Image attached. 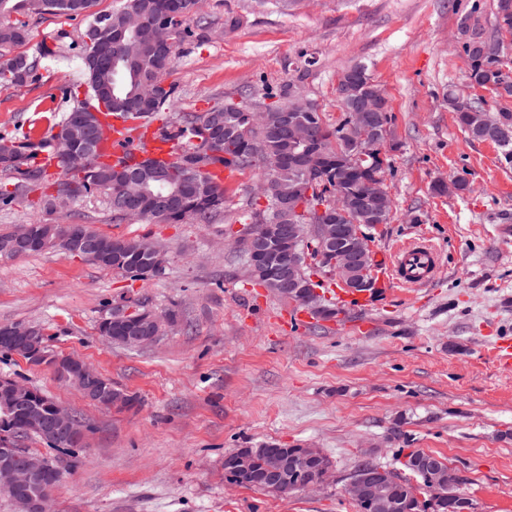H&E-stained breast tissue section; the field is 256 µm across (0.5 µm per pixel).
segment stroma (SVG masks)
<instances>
[{
    "mask_svg": "<svg viewBox=\"0 0 512 512\" xmlns=\"http://www.w3.org/2000/svg\"><path fill=\"white\" fill-rule=\"evenodd\" d=\"M493 0H203L201 20L175 50L173 112H201L242 93L294 85L329 122L341 112L338 78L364 64L384 89L397 151L385 178L394 200L370 228L379 277L385 256L424 238L440 267L417 288L390 287L374 305L320 322L250 284L234 224L116 221L104 196L37 208L38 193L0 202V232L41 221L87 224L164 247V274L137 278L60 251L0 260V323L41 326L51 349L84 360L132 408L86 400L49 367L0 354V375L40 388L90 427L50 512H357L344 492L361 458L392 466L421 449L447 459L475 512H512V368L495 358L512 341V161L472 141L448 93L495 104L470 86L462 17L494 32ZM85 16L29 17L6 55L38 59L21 86L0 85V134L46 132L86 98L80 70ZM51 49L42 57L43 49ZM464 176L459 195L433 191ZM139 299L176 312L155 345L109 344L96 324ZM312 446L333 463L313 491L276 495L236 487L224 458L238 448Z\"/></svg>",
    "mask_w": 512,
    "mask_h": 512,
    "instance_id": "stroma-1",
    "label": "stroma"
}]
</instances>
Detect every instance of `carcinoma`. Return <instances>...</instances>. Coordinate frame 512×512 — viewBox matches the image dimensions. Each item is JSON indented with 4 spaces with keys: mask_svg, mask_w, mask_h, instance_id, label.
Instances as JSON below:
<instances>
[{
    "mask_svg": "<svg viewBox=\"0 0 512 512\" xmlns=\"http://www.w3.org/2000/svg\"><path fill=\"white\" fill-rule=\"evenodd\" d=\"M73 0H0V17L17 13L41 15L47 12L73 15L70 6ZM184 9L179 18L172 21L177 29L175 44L168 51L167 62H156L155 37L145 30L141 33L126 34L131 15H155L166 9L168 0H124L123 5L109 13H88L87 31L99 27L101 37L106 42L107 52L112 55V65H93L81 55L89 98L97 94L112 93L105 102L104 109L90 112V103L84 101L77 108L88 111V117L96 130L93 147V161L83 178L69 176L63 162L57 160L52 140L53 131L63 130L71 113H66L50 128L46 135L29 132L21 138L0 135V144H16L21 148L13 161L0 157V171L9 179L13 190L0 185V200L8 202L18 195L31 190V186L41 182L46 189L61 191L71 183L77 184L72 198L80 199L93 193H102L112 209L116 220L124 219L123 188L134 185L149 196L164 199L184 193L187 186L184 180L194 176L203 192L213 200V204L187 210L174 217L163 211L147 215L146 221L162 224H182L187 220L208 222L230 211V187L217 179L214 170L222 168L234 176L247 171L266 169V158L278 154L288 157V153H301L305 157L300 167L281 166L268 173L269 190L267 201L262 204L253 198L243 208L235 211L233 219L247 225L251 233H259L266 227L288 223V216L280 215L278 203L281 197L294 188L312 189L305 212L297 217V222L309 229L317 219L316 207L324 203L336 208L341 202L342 209L352 212V206L363 198L368 183L378 173L385 172L384 158H368L361 163L347 165L352 157L368 153L369 147L357 140L348 128L345 117L336 124H328L323 115L310 113L312 128L309 144L292 142L285 136L274 135L281 113L294 107L295 91H281L277 100L243 97L239 101L216 102L203 112H186L159 117L168 109L174 99L175 88L168 85L166 96L151 111L142 112L137 107L140 92L146 86L162 84L175 62V48L181 43L189 29V22L197 14L201 0H183ZM505 0H494L493 15L497 31L512 34V7L502 8ZM463 36L462 48L467 57L466 80L472 85L485 88L489 84L512 88V74H504L501 52L504 44L494 42L485 29L470 16L460 23ZM26 23L0 22V48L22 43L26 40ZM37 66V61L24 55L8 57L0 55V84L21 86L25 84ZM372 76L368 68L357 64L346 69L339 78V84L349 85L351 95L364 97L371 88ZM448 109L457 115V120L467 137L473 141L480 139L477 133L479 117L486 111V103L462 101L457 95L448 93ZM258 113L251 122L242 117V111ZM507 135L496 145L504 156L512 159V108L500 109ZM128 124L126 131H140V137L147 136L171 144L175 160L162 162L147 159V164L112 166L102 162L106 153L102 150L104 141L112 132V118ZM57 167V175L48 173L50 165ZM32 236L39 242L36 248L26 253H36L48 249H62L68 237H78L90 230L86 224H29ZM100 253L91 264L102 269L117 271L144 278L158 276L168 263L167 255L152 241L146 238H114L99 235ZM114 306L98 320L97 333L100 336H118L121 329L110 321L112 313L119 310ZM28 404L38 408L46 417L53 414L52 399L40 390L28 393ZM401 470L391 469L387 475L392 482L390 487L392 507L386 512H463L473 509L471 499L458 493L457 478L448 462L429 452L415 449L406 454L400 463Z\"/></svg>",
    "mask_w": 512,
    "mask_h": 512,
    "instance_id": "cac0c4a2",
    "label": "carcinoma"
}]
</instances>
